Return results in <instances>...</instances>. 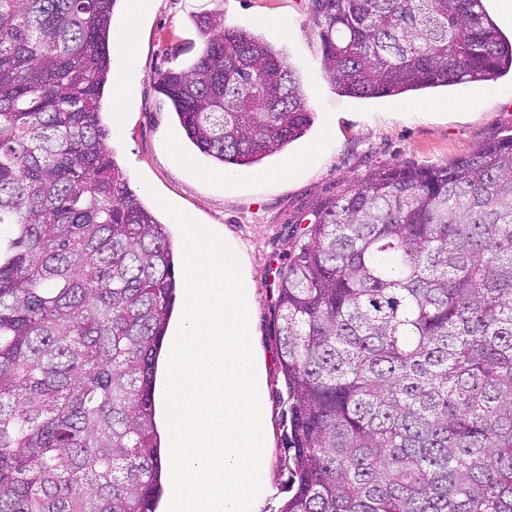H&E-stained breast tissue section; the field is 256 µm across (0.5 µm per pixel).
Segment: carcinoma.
I'll list each match as a JSON object with an SVG mask.
<instances>
[{"instance_id":"cac0c4a2","label":"carcinoma","mask_w":512,"mask_h":512,"mask_svg":"<svg viewBox=\"0 0 512 512\" xmlns=\"http://www.w3.org/2000/svg\"><path fill=\"white\" fill-rule=\"evenodd\" d=\"M118 0H0V512H156V369L173 249L102 121ZM340 92L512 73L484 0H309ZM157 77L226 168L313 116L262 36L196 23ZM279 512H512V135L388 164L324 203L277 269Z\"/></svg>"}]
</instances>
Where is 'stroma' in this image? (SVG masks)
<instances>
[{"instance_id": "35a3bbf8", "label": "stroma", "mask_w": 512, "mask_h": 512, "mask_svg": "<svg viewBox=\"0 0 512 512\" xmlns=\"http://www.w3.org/2000/svg\"><path fill=\"white\" fill-rule=\"evenodd\" d=\"M214 12L223 13L226 26L252 30L274 42L300 80L315 120L287 151L296 154L316 144L320 153L293 179L256 178V169L279 164L275 155L259 168L240 169L236 189L226 190L221 167L184 137L172 106L156 90L158 73L186 65L199 54L195 19ZM135 40L137 65L124 105V128L108 144L131 188L165 224L172 243H179L181 234L161 207L165 201L232 237L245 251L256 282L252 321L269 407L267 492L261 512H276L284 479L278 468L282 425L275 396L281 375L272 332L277 267L300 239L301 226L313 222L318 205L357 185L370 169L393 163L442 164L511 134L512 76L490 81L489 93L480 100L474 97L476 85L469 83L409 95V102L426 105L422 115L398 112V102L391 98L342 95L324 71L322 44L307 0H153ZM330 122L336 125V136L327 140L323 134ZM168 134L175 136L187 164L174 162L161 150Z\"/></svg>"}]
</instances>
